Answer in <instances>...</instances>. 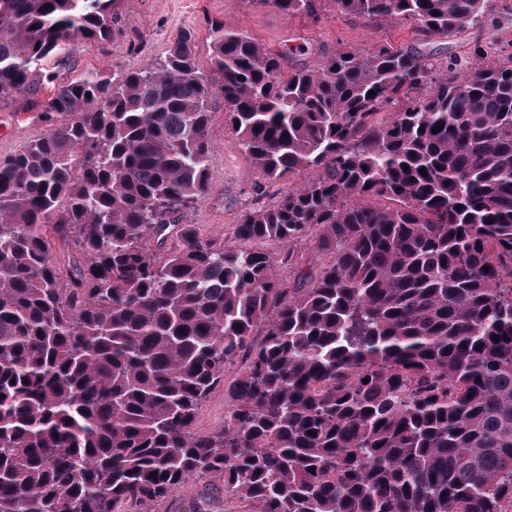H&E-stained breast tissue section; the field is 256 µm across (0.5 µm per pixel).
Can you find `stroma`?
Wrapping results in <instances>:
<instances>
[{"instance_id":"35a3bbf8","label":"stroma","mask_w":512,"mask_h":512,"mask_svg":"<svg viewBox=\"0 0 512 512\" xmlns=\"http://www.w3.org/2000/svg\"><path fill=\"white\" fill-rule=\"evenodd\" d=\"M214 19L244 28L265 48L282 53L292 64L314 66L335 51H364L381 44L416 47L432 53L435 59L451 57L462 64L471 61L478 45L491 62L512 53V0H487L482 23L466 25L451 37L423 34L417 23L398 17L367 21L327 11L314 22L272 6H256L250 0H130L123 6L119 21L123 37L104 46L90 41L66 46L64 65L50 60L44 68L61 81L112 66L136 70L162 59L171 44L189 29L196 34L199 71L209 78L213 72L208 23ZM51 90L46 83L39 92L16 94L0 101V158L18 153L43 133L39 107ZM210 108V192L194 205L186 220L196 225L203 237L221 238L232 236L245 212L274 204L287 186L301 185L310 175L303 172L285 183L267 182L236 137L225 130L221 91L213 92ZM204 492L209 495L210 512H233V501L225 496L221 481L215 477L189 480L144 512H191L193 503Z\"/></svg>"}]
</instances>
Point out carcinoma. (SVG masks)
Here are the masks:
<instances>
[{"mask_svg":"<svg viewBox=\"0 0 512 512\" xmlns=\"http://www.w3.org/2000/svg\"><path fill=\"white\" fill-rule=\"evenodd\" d=\"M125 2L0 0V100L60 44L121 35ZM257 2L444 36L486 8ZM209 37L224 129L268 181L318 176L231 242L183 222L213 155L192 30L54 89L46 132L0 160V512H122L203 477L243 512H512V54L286 70L239 26ZM55 241L86 256L66 284ZM237 362L224 425L199 431Z\"/></svg>","mask_w":512,"mask_h":512,"instance_id":"1","label":"carcinoma"}]
</instances>
